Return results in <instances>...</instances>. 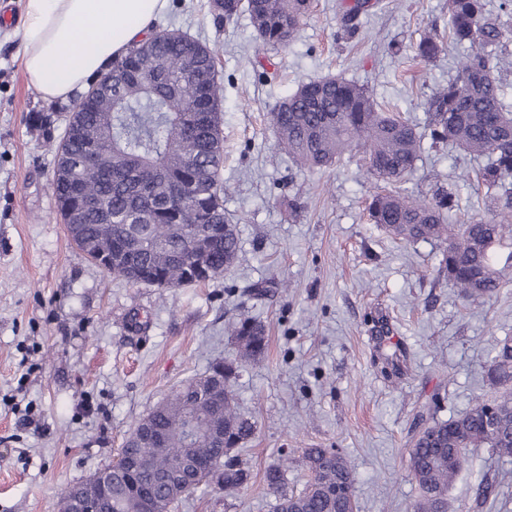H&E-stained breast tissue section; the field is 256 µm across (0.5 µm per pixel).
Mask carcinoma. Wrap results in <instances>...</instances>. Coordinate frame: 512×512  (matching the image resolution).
<instances>
[{
    "label": "carcinoma",
    "instance_id": "1",
    "mask_svg": "<svg viewBox=\"0 0 512 512\" xmlns=\"http://www.w3.org/2000/svg\"><path fill=\"white\" fill-rule=\"evenodd\" d=\"M312 0H211L218 21L245 11L265 46L285 48L294 42ZM369 0L346 5L342 24L354 26ZM503 39L497 19L485 0H448V42L468 46L455 77L426 103V124L381 109L367 89L342 77L326 76L300 84L270 112L279 145L302 168L317 169L339 161L354 146L365 149L367 170L390 186L415 168L423 140L486 159L479 179L490 206L512 210V102L507 101L499 71ZM445 50L442 40L426 35L416 46L424 62ZM218 51L179 31L153 33L115 59L103 92L87 90L68 112L67 129L55 147L57 166L52 185L62 223L89 259L110 257L107 272L139 283L129 262L140 272L168 284L196 278L189 249L194 224L224 225L201 255L210 277L224 274L237 261V225L224 211V135L222 100L217 82ZM95 162L81 163L89 152ZM460 210V197L441 189L429 199L413 198L397 189L375 192L367 205L369 220L392 237L435 241L441 246L442 271L466 299L490 297L512 274V252L499 264L507 226L495 219L469 217L448 223ZM236 352L218 360L205 393L194 377L173 391L145 417L161 437L141 445L127 436L118 461L95 473L106 475V489L81 483L88 495L109 497L112 512H146L150 504L168 512L170 506L201 484L226 493L245 488L251 473L238 449L256 425L238 411L232 386L241 367L261 362L268 336L261 323L240 315L234 328ZM498 395L475 398L464 414L448 420L431 418L419 431L408 454V469L419 491L414 512H435L448 503V493L467 466L471 450L486 448L498 458H512V339L498 345L489 368ZM492 405L498 428L485 427V409ZM193 417L219 430L186 443L184 426ZM129 457L142 461L134 472L119 470ZM205 463L201 476L183 487L160 481L179 458ZM308 480L298 493L288 492V458L263 476L275 497V512H350L354 473L332 448L306 450Z\"/></svg>",
    "mask_w": 512,
    "mask_h": 512
}]
</instances>
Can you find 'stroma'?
Listing matches in <instances>:
<instances>
[{
	"mask_svg": "<svg viewBox=\"0 0 512 512\" xmlns=\"http://www.w3.org/2000/svg\"><path fill=\"white\" fill-rule=\"evenodd\" d=\"M154 30H179L219 49L224 209L241 248L206 284L131 285L70 240L52 187L49 140L69 101L43 99L22 64L25 0H0V512H59L65 491L116 460L134 425L170 392L235 351L239 314L263 324L266 358L240 370L239 407L257 424L240 455L247 488L199 486L173 512H274L265 470L289 456L291 491L307 480L302 453L335 448L355 474L356 512H411L407 468L418 416L446 420L486 393L499 340L512 338V283L462 300L438 272L431 241L401 242L369 223L374 189L361 151L309 171L280 151L271 109L303 82L338 76L416 122L456 74L463 48L414 60L427 34L446 35L448 0H373L354 32L345 0H314L298 38L261 46L247 14L214 19L209 0H180ZM34 112L51 115L34 125ZM483 159L424 147L402 192H459L485 215ZM270 293L250 299L246 287ZM496 495L478 503L483 480ZM448 512H512V461L474 452Z\"/></svg>",
	"mask_w": 512,
	"mask_h": 512,
	"instance_id": "obj_1",
	"label": "stroma"
}]
</instances>
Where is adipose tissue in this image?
Segmentation results:
<instances>
[{
	"label": "adipose tissue",
	"instance_id": "obj_1",
	"mask_svg": "<svg viewBox=\"0 0 512 512\" xmlns=\"http://www.w3.org/2000/svg\"><path fill=\"white\" fill-rule=\"evenodd\" d=\"M167 0H26L23 62L46 99L67 98L142 39ZM89 40L76 47L79 32Z\"/></svg>",
	"mask_w": 512,
	"mask_h": 512
}]
</instances>
